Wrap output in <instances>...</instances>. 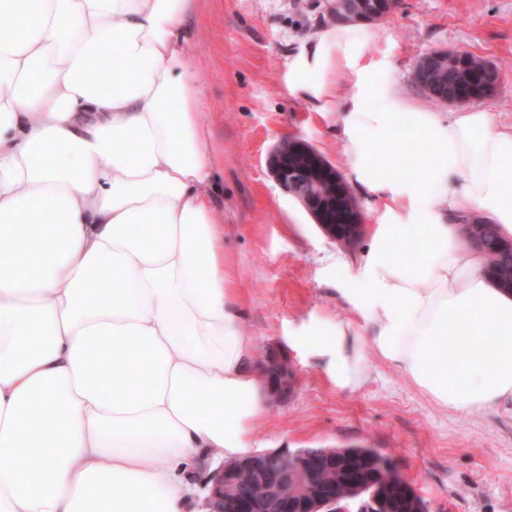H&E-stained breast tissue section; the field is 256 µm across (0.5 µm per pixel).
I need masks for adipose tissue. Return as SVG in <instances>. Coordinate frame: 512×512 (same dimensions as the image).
Returning a JSON list of instances; mask_svg holds the SVG:
<instances>
[{"label":"adipose tissue","instance_id":"obj_1","mask_svg":"<svg viewBox=\"0 0 512 512\" xmlns=\"http://www.w3.org/2000/svg\"><path fill=\"white\" fill-rule=\"evenodd\" d=\"M196 7L0 0V512H195L197 465L260 446L267 384L224 253ZM361 48L339 24L288 64L289 93L320 111L353 81L344 175L383 205L349 317L308 329L314 355L349 392L372 353L442 410H512V295L459 231L474 215L512 236V127L408 105L356 68ZM398 139L406 153L379 159Z\"/></svg>","mask_w":512,"mask_h":512}]
</instances>
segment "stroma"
<instances>
[{"instance_id": "1", "label": "stroma", "mask_w": 512, "mask_h": 512, "mask_svg": "<svg viewBox=\"0 0 512 512\" xmlns=\"http://www.w3.org/2000/svg\"><path fill=\"white\" fill-rule=\"evenodd\" d=\"M331 0H201L190 18L199 76L200 121L224 154V240L247 304L243 332L256 354L277 348L296 382L258 425L269 449L366 445L381 449L424 499L428 512H512V412L458 414L434 406L398 370L373 362L371 381L351 393L317 364L307 328L345 314L338 292L360 247L326 236L266 167L284 139L309 141L329 160L344 157L335 113L320 114L288 92V61L329 26ZM358 66L385 75L410 104L435 112L414 68L426 52L468 51L502 79L481 103L497 125H512V0H399L364 28Z\"/></svg>"}]
</instances>
